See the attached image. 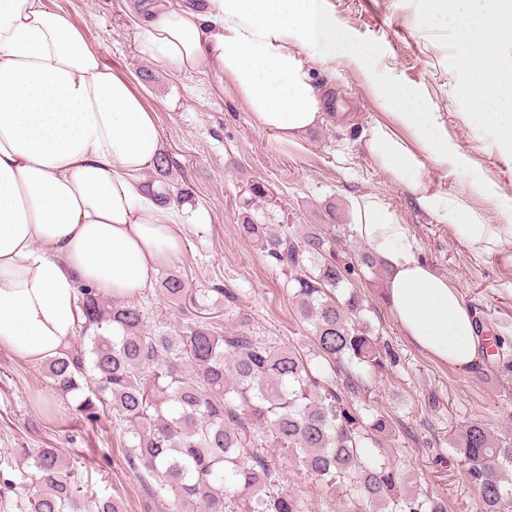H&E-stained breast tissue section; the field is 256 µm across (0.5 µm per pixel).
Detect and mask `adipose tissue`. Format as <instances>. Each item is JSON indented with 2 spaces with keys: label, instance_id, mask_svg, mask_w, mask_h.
<instances>
[{
  "label": "adipose tissue",
  "instance_id": "1",
  "mask_svg": "<svg viewBox=\"0 0 512 512\" xmlns=\"http://www.w3.org/2000/svg\"><path fill=\"white\" fill-rule=\"evenodd\" d=\"M433 3L457 28L462 63L476 74L465 87L469 120L512 147V93L494 87L512 60L502 14L490 0ZM134 21L159 60L215 68L256 128L298 148L325 117L312 72L335 71L348 41L327 0H140ZM373 89L387 110L364 132L375 166L474 254L512 241V198L494 184L435 189L429 163L466 165L436 113L398 84ZM161 151L155 112L52 0H0V347L32 362L57 355L82 320L79 286L129 298L180 254L182 218L144 179ZM476 194L504 223L473 206ZM350 206L356 235L385 265L384 298L403 333L439 361L472 366L483 342L460 289L421 258L407 225L378 196Z\"/></svg>",
  "mask_w": 512,
  "mask_h": 512
}]
</instances>
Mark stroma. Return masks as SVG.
<instances>
[{
	"label": "stroma",
	"mask_w": 512,
	"mask_h": 512,
	"mask_svg": "<svg viewBox=\"0 0 512 512\" xmlns=\"http://www.w3.org/2000/svg\"><path fill=\"white\" fill-rule=\"evenodd\" d=\"M55 6L156 113L173 160L169 181L188 192L180 205L186 242L168 267L204 292L205 306L221 310L220 327L243 324L259 339L310 347L284 275L238 233L247 187L258 181L272 198L256 211L258 222L335 223L342 255L352 265L365 244L350 222L349 201L380 196L408 225L420 255L458 286L478 325L512 340V261L474 255L449 225L415 205L405 185L375 167L361 137L383 105L347 58H337L335 73L314 70L326 117L298 150L254 128L246 103L215 71L155 61L131 21L128 0H55ZM328 6L354 44L369 49L375 80L391 78L412 90L426 111L438 114L449 141L466 157L464 169L431 165L435 184L454 194L478 175L512 197V150L491 130L465 119L471 103L462 88L471 74L461 63L455 28L444 20L422 23L428 0H328ZM355 285L381 344L396 356L375 381L370 408L398 421L401 431L389 445L400 467L446 499L448 512H478L474 488L448 455V436L470 421L495 432L511 426L512 376L482 361L465 369L436 361L404 336L381 288L366 277ZM123 433L114 415L95 421L80 416L72 399L52 390L42 363L0 348L1 475L11 476L9 464L23 449L53 447L91 478L99 494L120 501L124 512H167L155 482L129 469ZM266 454L285 473L288 489L303 498L306 512H345L347 491L322 489L280 449Z\"/></svg>",
	"instance_id": "obj_1"
}]
</instances>
